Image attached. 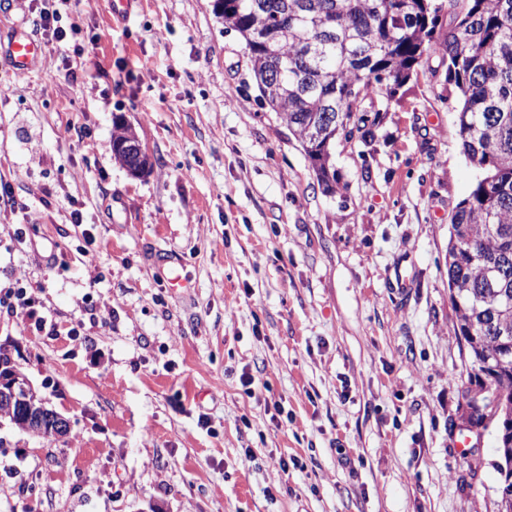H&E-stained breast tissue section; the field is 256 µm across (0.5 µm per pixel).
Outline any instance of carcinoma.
<instances>
[{
    "label": "carcinoma",
    "mask_w": 512,
    "mask_h": 512,
    "mask_svg": "<svg viewBox=\"0 0 512 512\" xmlns=\"http://www.w3.org/2000/svg\"><path fill=\"white\" fill-rule=\"evenodd\" d=\"M220 19L246 43L261 105L288 125L329 195L336 138L372 139L385 99L423 57L441 59L460 98L461 150L479 170L450 217L456 328L487 373L474 395L496 406L500 421L512 416V0H222ZM272 65L277 82L264 79ZM134 137L131 125L114 123L116 160ZM460 241L471 244L461 259ZM499 451L495 468L511 476L512 434L500 431Z\"/></svg>",
    "instance_id": "cac0c4a2"
}]
</instances>
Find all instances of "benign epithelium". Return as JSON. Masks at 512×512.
<instances>
[{"instance_id":"benign-epithelium-1","label":"benign epithelium","mask_w":512,"mask_h":512,"mask_svg":"<svg viewBox=\"0 0 512 512\" xmlns=\"http://www.w3.org/2000/svg\"><path fill=\"white\" fill-rule=\"evenodd\" d=\"M0 411L17 416L37 438L61 440L70 436L71 421L47 407V400L25 374L13 369L0 375Z\"/></svg>"}]
</instances>
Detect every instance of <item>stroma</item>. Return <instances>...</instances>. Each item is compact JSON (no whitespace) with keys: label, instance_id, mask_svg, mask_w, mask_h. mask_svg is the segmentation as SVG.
Listing matches in <instances>:
<instances>
[{"label":"stroma","instance_id":"stroma-1","mask_svg":"<svg viewBox=\"0 0 512 512\" xmlns=\"http://www.w3.org/2000/svg\"><path fill=\"white\" fill-rule=\"evenodd\" d=\"M213 4L74 0L35 70L0 60V350L73 425L0 426V512H498L496 429L463 417L446 255L479 171L444 67L371 144L337 138L330 196ZM135 132L134 128L124 121H116L113 125L112 150L115 159L123 166H125V163H130L127 160L124 162V151L122 146L125 142H129L131 138H135L137 136Z\"/></svg>","mask_w":512,"mask_h":512}]
</instances>
